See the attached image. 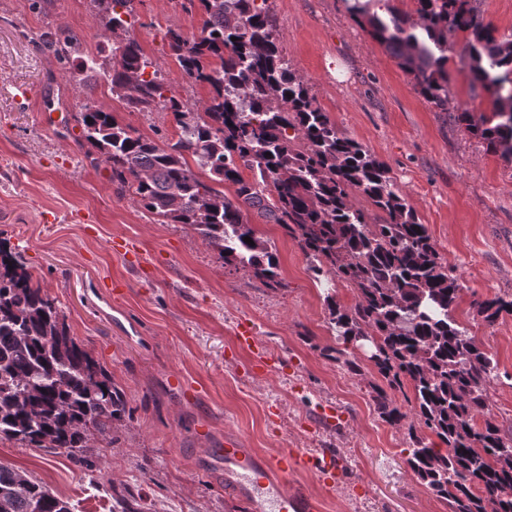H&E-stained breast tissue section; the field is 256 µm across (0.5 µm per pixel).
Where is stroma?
<instances>
[{
    "label": "stroma",
    "instance_id": "35a3bbf8",
    "mask_svg": "<svg viewBox=\"0 0 512 512\" xmlns=\"http://www.w3.org/2000/svg\"><path fill=\"white\" fill-rule=\"evenodd\" d=\"M0 0V240L19 247L34 279L54 297L75 337L111 374L128 401L122 426L78 456L0 440V464L41 482L72 512H111L115 498L139 494L148 512H252L205 450L240 437L268 458L286 448L336 449L343 473L325 487L310 472L294 477L322 512H448L405 464L408 436L383 422L371 399L381 378L362 349L354 375L322 352L339 347L326 294L342 305L356 292L317 286L309 262L275 224L249 220L272 246L281 284L269 287L222 264L180 224H159L119 194L108 168H92L76 138L87 101L163 144L176 136L172 115L133 112L105 80L75 83L40 46L57 27L88 51L104 38L89 0ZM278 43L304 76L318 106L347 137L389 167L462 289L454 316L498 362L491 410L512 425V315L487 324L479 301L512 294V164L436 111L383 46L349 16L344 0H267ZM133 36L163 60L174 94L196 101L208 91L167 58V27L199 32L202 15L187 0H136ZM452 108L492 110L472 97L458 58L448 63ZM27 86L28 103L13 96ZM124 239L133 252L114 251ZM250 323L269 361L256 369L238 346ZM180 376L187 391L170 383ZM331 410L329 422L317 414ZM206 428L199 436L198 428Z\"/></svg>",
    "mask_w": 512,
    "mask_h": 512
}]
</instances>
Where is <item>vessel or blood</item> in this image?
Instances as JSON below:
<instances>
[{
  "label": "vessel or blood",
  "mask_w": 512,
  "mask_h": 512,
  "mask_svg": "<svg viewBox=\"0 0 512 512\" xmlns=\"http://www.w3.org/2000/svg\"><path fill=\"white\" fill-rule=\"evenodd\" d=\"M206 454L223 463L226 475L238 488L250 482L274 486L276 512H317L318 503L308 492L289 488L288 479L296 472H314L319 481L330 486L342 471L341 460L332 448L316 454L286 449L266 462L244 448L240 440L228 438L223 445L207 449Z\"/></svg>",
  "instance_id": "obj_1"
}]
</instances>
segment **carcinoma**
Segmentation results:
<instances>
[{"label": "carcinoma", "mask_w": 512, "mask_h": 512, "mask_svg": "<svg viewBox=\"0 0 512 512\" xmlns=\"http://www.w3.org/2000/svg\"><path fill=\"white\" fill-rule=\"evenodd\" d=\"M133 2L90 0L98 24L126 33ZM266 2L188 0L203 15L200 32L174 26L164 33L168 56L209 89L201 106L173 94L163 63L129 35L90 53L67 29L50 34L44 46L78 80L100 76L127 107L169 112L178 128L176 140L160 145L88 102L76 116L84 158L110 166L117 191L160 223L190 228L224 264L249 269L267 286L281 284L278 258L256 235L249 212L279 225L317 281L356 291L351 306L325 296L337 338L357 347V337H372L369 361L377 373L391 389L411 387L416 423L407 428L406 464L416 480L450 512H486L488 503L494 512H512V429L490 409L498 363L453 316L460 292L454 270L388 166L316 105L308 81L280 50ZM344 2L440 112L448 111L449 53L463 40L472 93L494 98L495 107L478 119L466 110L455 118L486 152L512 163V34L485 21L481 0H414L412 11L390 7L386 18L374 0ZM225 184L234 187L231 199ZM356 195L364 203H355ZM476 306L491 325L512 313V298ZM323 356L361 372L343 349ZM372 400L383 422L403 426L407 413L382 387H373ZM125 406L20 253L0 244V439L74 456L92 447L94 436L111 433ZM0 512L71 508L40 482L0 465Z\"/></svg>", "instance_id": "cac0c4a2"}]
</instances>
